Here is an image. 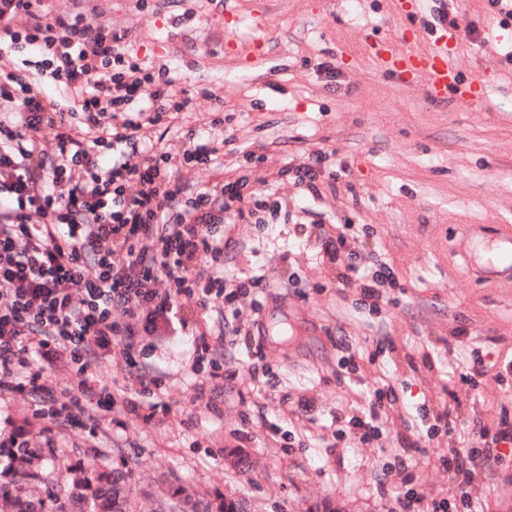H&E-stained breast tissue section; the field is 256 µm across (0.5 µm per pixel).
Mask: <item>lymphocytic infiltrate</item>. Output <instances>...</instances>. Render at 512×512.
I'll return each mask as SVG.
<instances>
[{
	"mask_svg": "<svg viewBox=\"0 0 512 512\" xmlns=\"http://www.w3.org/2000/svg\"><path fill=\"white\" fill-rule=\"evenodd\" d=\"M22 43L39 56L38 77L0 70V392L42 396L49 434L72 422L83 399L111 412L117 393L93 373L99 356L138 367L142 389L164 386L139 359L151 336L176 323L180 296L196 297L220 323L225 303L261 287L226 278L233 244L224 223L251 222L267 202L241 178L186 190L171 154L147 136L177 110L167 71L142 61L124 34L58 11L54 0H0V55ZM47 84L67 108L45 95ZM110 112L123 113L122 123L104 124ZM78 119L83 140L70 132ZM119 144L123 152L104 163L101 149ZM131 149L141 162L130 163ZM396 282L380 261L361 275L346 263L338 284L377 312L382 287ZM62 364L70 383L60 391L46 375ZM487 437L473 425L470 448L448 467L467 475L496 460Z\"/></svg>",
	"mask_w": 512,
	"mask_h": 512,
	"instance_id": "f902f5d3",
	"label": "lymphocytic infiltrate"
}]
</instances>
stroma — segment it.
<instances>
[{"label":"stroma","instance_id":"35a3bbf8","mask_svg":"<svg viewBox=\"0 0 512 512\" xmlns=\"http://www.w3.org/2000/svg\"><path fill=\"white\" fill-rule=\"evenodd\" d=\"M439 7L449 24L400 0H84L87 22L127 32L140 59L169 69L182 110L148 136L179 180L245 177L274 187L282 212L224 227L236 243L227 273L265 281L224 310L237 342L216 352L237 377L197 386L195 338L181 329L151 339L149 362L167 375L153 394L99 358L95 374L124 399L106 418L85 403L55 433V484L70 465L120 466L135 497L178 484L245 512H391L411 488L417 512H459L463 488L487 512H512V446L465 479L445 464L473 422L512 427V277L484 281L473 254L512 225V16L488 0ZM441 41L480 100L460 88L432 97L423 75L372 58L382 43L425 53ZM198 138L219 146L212 168L181 162ZM320 150L331 161L314 195L290 171ZM342 224L359 270L380 257L395 272L380 312L338 288L341 267L321 250ZM378 389L394 393L389 418L359 440L351 421ZM446 415L455 434L428 436Z\"/></svg>","mask_w":512,"mask_h":512}]
</instances>
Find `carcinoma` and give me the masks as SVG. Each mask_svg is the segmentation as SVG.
I'll list each match as a JSON object with an SVG mask.
<instances>
[{
    "label": "carcinoma",
    "mask_w": 512,
    "mask_h": 512,
    "mask_svg": "<svg viewBox=\"0 0 512 512\" xmlns=\"http://www.w3.org/2000/svg\"><path fill=\"white\" fill-rule=\"evenodd\" d=\"M44 455L56 458L52 448L0 446V495L9 499L12 512H130V474L123 469L88 472L73 466L70 485L63 492L54 486L51 472L40 468L25 473L26 486L16 484L19 466ZM191 508L192 512H243L241 506L219 497L199 499Z\"/></svg>",
    "instance_id": "carcinoma-1"
}]
</instances>
